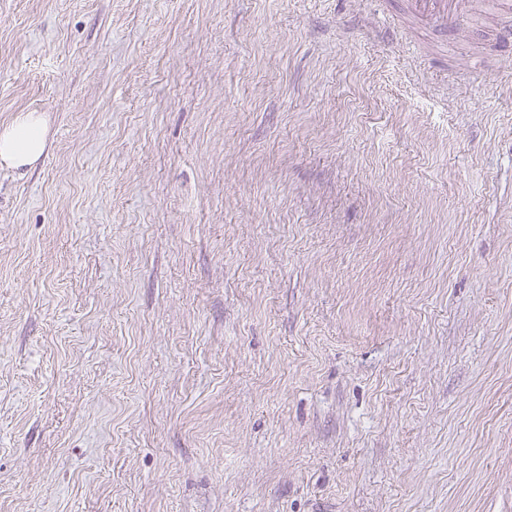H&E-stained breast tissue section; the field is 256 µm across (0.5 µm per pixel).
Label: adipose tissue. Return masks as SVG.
Instances as JSON below:
<instances>
[{
  "mask_svg": "<svg viewBox=\"0 0 512 512\" xmlns=\"http://www.w3.org/2000/svg\"><path fill=\"white\" fill-rule=\"evenodd\" d=\"M48 120L43 113H17L0 126V167L18 172L34 168L47 149Z\"/></svg>",
  "mask_w": 512,
  "mask_h": 512,
  "instance_id": "obj_1",
  "label": "adipose tissue"
}]
</instances>
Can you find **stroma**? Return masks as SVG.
I'll list each match as a JSON object with an SVG mask.
<instances>
[{
  "label": "stroma",
  "instance_id": "35a3bbf8",
  "mask_svg": "<svg viewBox=\"0 0 512 512\" xmlns=\"http://www.w3.org/2000/svg\"><path fill=\"white\" fill-rule=\"evenodd\" d=\"M403 0H0V512H512V52ZM48 120L41 112H19L0 126V167L18 172L34 168L47 149Z\"/></svg>",
  "mask_w": 512,
  "mask_h": 512
}]
</instances>
